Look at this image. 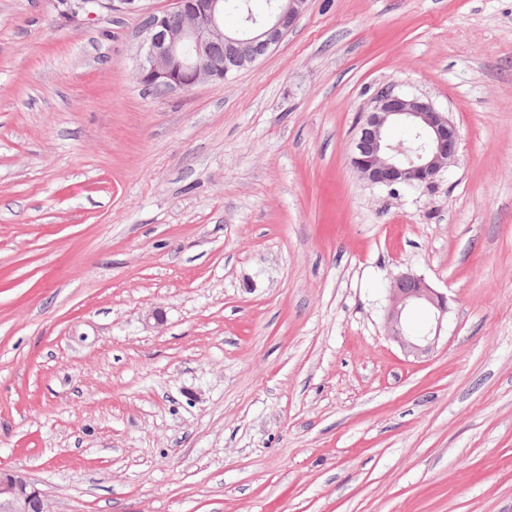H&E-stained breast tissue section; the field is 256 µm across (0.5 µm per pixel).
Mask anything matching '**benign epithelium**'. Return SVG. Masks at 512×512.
<instances>
[{"mask_svg":"<svg viewBox=\"0 0 512 512\" xmlns=\"http://www.w3.org/2000/svg\"><path fill=\"white\" fill-rule=\"evenodd\" d=\"M140 0H55L61 16L92 17L100 9H134ZM309 0H275L258 17L247 12L241 30H224V0H174L170 10L146 13L145 38L137 74L141 83L166 92L186 90L201 80L222 81L274 50L287 36ZM403 123L418 146L392 143L388 130ZM459 134L448 114L394 84L381 87L361 111L352 165L367 182L394 188L429 186L456 159ZM423 306L435 325L415 333L408 312ZM448 298L414 273L396 276L388 288L385 329L407 356L429 354L439 340ZM0 512H50L44 495L18 470L0 468Z\"/></svg>","mask_w":512,"mask_h":512,"instance_id":"benign-epithelium-1","label":"benign epithelium"}]
</instances>
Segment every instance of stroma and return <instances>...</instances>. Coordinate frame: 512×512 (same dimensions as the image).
Returning <instances> with one entry per match:
<instances>
[{
  "label": "stroma",
  "instance_id": "stroma-1",
  "mask_svg": "<svg viewBox=\"0 0 512 512\" xmlns=\"http://www.w3.org/2000/svg\"><path fill=\"white\" fill-rule=\"evenodd\" d=\"M170 6L0 0V468L51 512H512V0H311L158 94ZM390 83L459 132L431 186L351 165ZM406 272L449 299L419 360ZM142 0H55V7L61 16L68 19L85 15L87 18L96 15L100 9L121 11L138 8L136 4ZM388 306L385 329L388 337L398 344L403 353L414 358L428 355L439 340L448 313V298L430 286L424 277L414 273L396 276L388 288ZM427 307L435 325L427 332L415 333L407 325L408 312L416 307Z\"/></svg>",
  "mask_w": 512,
  "mask_h": 512
}]
</instances>
